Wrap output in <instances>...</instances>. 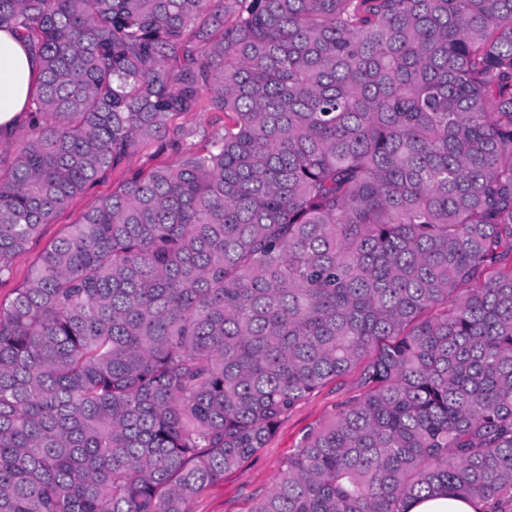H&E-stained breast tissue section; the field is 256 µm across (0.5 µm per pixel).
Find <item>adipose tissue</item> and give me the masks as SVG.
Segmentation results:
<instances>
[{"mask_svg":"<svg viewBox=\"0 0 512 512\" xmlns=\"http://www.w3.org/2000/svg\"><path fill=\"white\" fill-rule=\"evenodd\" d=\"M38 82L35 56L11 32L0 30V135H13L25 123L28 99Z\"/></svg>","mask_w":512,"mask_h":512,"instance_id":"ef3b65f1","label":"adipose tissue"}]
</instances>
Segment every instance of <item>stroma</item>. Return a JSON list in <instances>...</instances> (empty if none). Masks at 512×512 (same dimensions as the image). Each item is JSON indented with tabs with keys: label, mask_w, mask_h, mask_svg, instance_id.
<instances>
[{
	"label": "stroma",
	"mask_w": 512,
	"mask_h": 512,
	"mask_svg": "<svg viewBox=\"0 0 512 512\" xmlns=\"http://www.w3.org/2000/svg\"><path fill=\"white\" fill-rule=\"evenodd\" d=\"M170 151L157 145L143 146L127 166L117 168L84 194L75 197L55 223L46 225L39 239L15 258L9 279L0 282V304H8L13 290L26 279L42 250L66 233L69 224L76 222L97 200L110 194L130 171H148L168 162ZM358 370L327 383L291 410L276 427L265 448L247 460L238 470L226 474L223 481L211 485L191 506V512H250L260 497L279 482L288 456L297 447L302 435L313 426L329 421L339 404L361 395Z\"/></svg>",
	"instance_id": "obj_1"
}]
</instances>
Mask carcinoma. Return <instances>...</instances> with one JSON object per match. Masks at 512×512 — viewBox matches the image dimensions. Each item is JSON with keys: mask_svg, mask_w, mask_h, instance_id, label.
I'll list each match as a JSON object with an SVG mask.
<instances>
[{"mask_svg": "<svg viewBox=\"0 0 512 512\" xmlns=\"http://www.w3.org/2000/svg\"><path fill=\"white\" fill-rule=\"evenodd\" d=\"M0 512H190L361 367L252 512H512V0H0ZM224 132L188 144L174 117ZM39 63L29 48L0 30V133L11 136L25 123L30 93L39 83ZM176 125L185 126L186 128L196 130L198 135L193 139L194 142L201 140V135L205 134L208 137L222 133L224 120L218 121L216 117L208 112H200L196 114H189L178 117L174 120ZM170 158V150L160 151L156 144L145 145L126 166L117 168L84 194L75 197L69 207L57 217L56 223L47 224L39 239L27 251L15 258L10 278L0 283V304L7 305L9 303L13 297V289L20 286L26 279L42 250L66 233L68 224L76 222L100 197L112 193V190L129 175V171H149L168 162ZM483 509L482 502L468 501L445 492L433 497L412 498L404 505V512H482Z\"/></svg>", "mask_w": 512, "mask_h": 512, "instance_id": "carcinoma-1", "label": "carcinoma"}]
</instances>
